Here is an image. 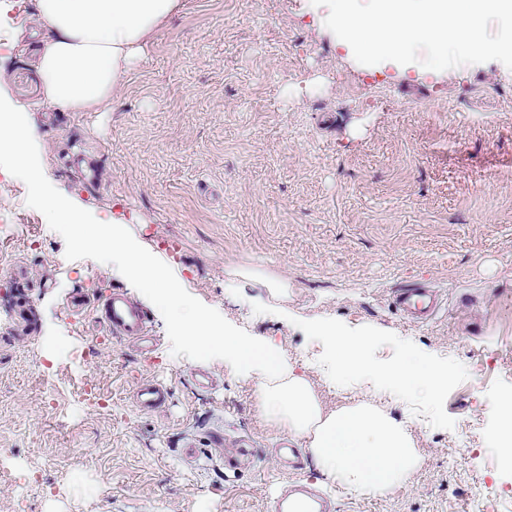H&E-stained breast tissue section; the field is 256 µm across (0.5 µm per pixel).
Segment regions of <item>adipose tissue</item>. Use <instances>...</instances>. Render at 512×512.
Wrapping results in <instances>:
<instances>
[{
  "label": "adipose tissue",
  "mask_w": 512,
  "mask_h": 512,
  "mask_svg": "<svg viewBox=\"0 0 512 512\" xmlns=\"http://www.w3.org/2000/svg\"><path fill=\"white\" fill-rule=\"evenodd\" d=\"M179 7L180 0H36L42 38L35 67L43 104L62 112L108 111L113 93L143 59L153 32ZM24 111L21 103L0 100V141L9 144L17 174L40 199L46 178L35 160L38 143L22 119ZM99 236L106 243V262L159 289V301L186 340L198 348L220 347L238 375L255 380L260 412L304 441L328 480L352 493L381 497L413 479L420 454L406 422L372 401L324 412L307 380L294 372L276 344L211 332L208 319L179 297L162 269L128 247L116 226L102 221ZM326 337L335 349L337 380L359 379L368 337L332 331ZM448 373V367L409 349L399 363L377 375L391 393L433 396L447 383Z\"/></svg>",
  "instance_id": "1"
}]
</instances>
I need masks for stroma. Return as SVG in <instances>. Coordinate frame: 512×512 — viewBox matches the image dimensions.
I'll return each mask as SVG.
<instances>
[{
    "instance_id": "1",
    "label": "stroma",
    "mask_w": 512,
    "mask_h": 512,
    "mask_svg": "<svg viewBox=\"0 0 512 512\" xmlns=\"http://www.w3.org/2000/svg\"><path fill=\"white\" fill-rule=\"evenodd\" d=\"M35 14V0H0V96L27 107L46 199L90 225L121 216L185 299L278 344L326 410L381 397L421 464L383 498L330 483L306 451L290 470L291 438L261 417L253 381L189 347L101 242L47 223L5 152L0 512H267L296 479L331 512H512L496 449L512 412V70L364 66L308 0H181L111 111L58 112L40 101ZM419 283L444 299L424 326L392 298ZM115 289L147 312L152 350L99 322ZM323 325L372 337L370 365L410 347L461 371L432 406L368 378L344 390ZM146 381L169 390L153 412L133 397Z\"/></svg>"
}]
</instances>
